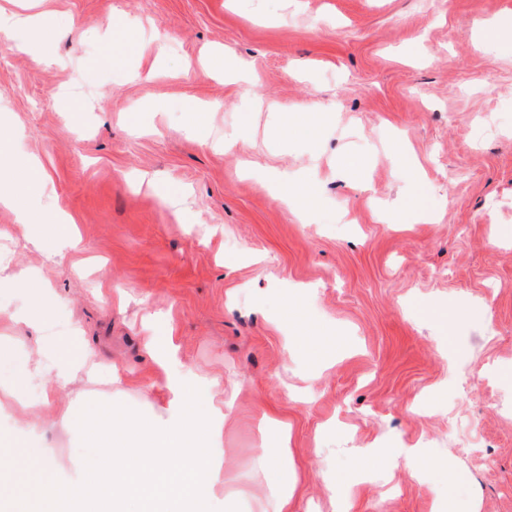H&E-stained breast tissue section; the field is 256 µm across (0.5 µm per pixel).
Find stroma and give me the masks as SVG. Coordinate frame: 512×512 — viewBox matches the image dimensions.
I'll list each match as a JSON object with an SVG mask.
<instances>
[{
  "instance_id": "stroma-1",
  "label": "stroma",
  "mask_w": 512,
  "mask_h": 512,
  "mask_svg": "<svg viewBox=\"0 0 512 512\" xmlns=\"http://www.w3.org/2000/svg\"><path fill=\"white\" fill-rule=\"evenodd\" d=\"M55 18L36 49L0 31V182L37 158V207L67 213L80 251L49 263L0 205V252L45 290L39 323L12 320L27 289L0 290L11 360L43 370L23 389L33 422L22 457L80 462L81 412L121 404L166 416L164 375L145 345L161 321L175 372L223 407L210 505L225 476L258 497L269 417L288 421L295 512H332L331 486L358 448L420 445L435 471L399 467L353 488L349 512H512V0H0ZM122 18L139 49L115 48ZM499 26L486 40L483 22ZM163 45L162 65L155 47ZM249 80L228 83L215 55ZM204 113L206 139L187 130ZM327 111L319 140L281 141L283 113ZM239 132L230 148L226 134ZM354 152L362 175L337 158ZM309 174L300 221L243 166ZM176 191L177 206L153 187ZM439 211L413 221L412 207ZM397 209L394 224L374 214ZM83 331L126 379L76 376L52 390L57 343ZM317 344L330 360L306 356ZM157 388L144 397L142 384ZM459 476L448 486L442 467Z\"/></svg>"
}]
</instances>
